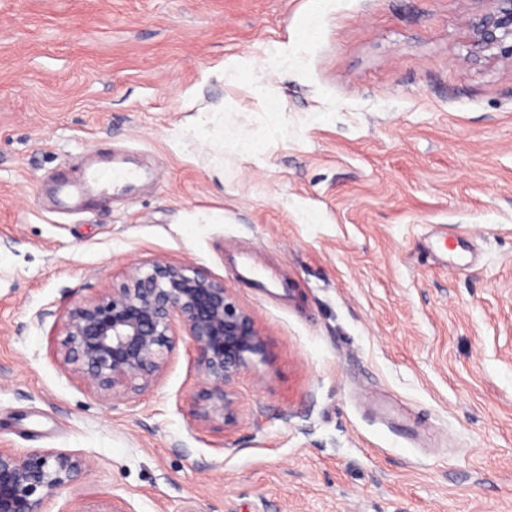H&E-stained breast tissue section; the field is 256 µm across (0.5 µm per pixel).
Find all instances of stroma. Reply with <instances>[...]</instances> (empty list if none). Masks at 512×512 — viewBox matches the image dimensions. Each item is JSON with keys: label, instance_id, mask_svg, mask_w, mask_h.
Listing matches in <instances>:
<instances>
[{"label": "stroma", "instance_id": "1", "mask_svg": "<svg viewBox=\"0 0 512 512\" xmlns=\"http://www.w3.org/2000/svg\"><path fill=\"white\" fill-rule=\"evenodd\" d=\"M486 7L0 0V448L87 462L48 512H512V59L473 62ZM91 154L147 176L58 210ZM155 259L223 279L265 342L231 424L195 416L183 328L131 399L57 359L61 315Z\"/></svg>", "mask_w": 512, "mask_h": 512}]
</instances>
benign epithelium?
Instances as JSON below:
<instances>
[{"mask_svg": "<svg viewBox=\"0 0 512 512\" xmlns=\"http://www.w3.org/2000/svg\"><path fill=\"white\" fill-rule=\"evenodd\" d=\"M486 2L488 8L470 21L474 60L493 49L512 58V0ZM178 323L196 349L203 377L197 417L232 422L235 380L253 357L264 355L265 343L224 281L201 267L142 263L111 295L69 309L59 362L100 400L130 399L164 373ZM85 468L76 453L0 448V512H45L47 502L76 483Z\"/></svg>", "mask_w": 512, "mask_h": 512, "instance_id": "obj_1", "label": "benign epithelium"}]
</instances>
